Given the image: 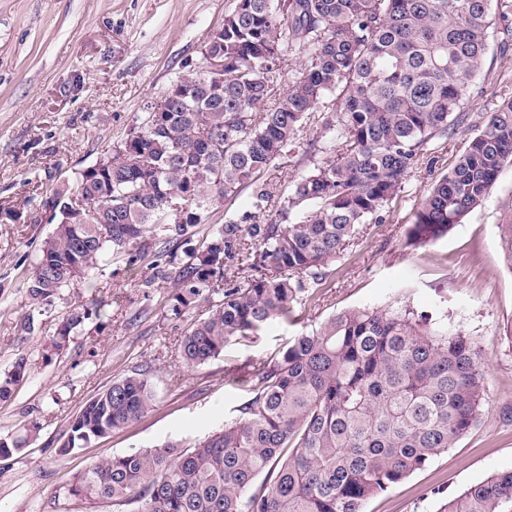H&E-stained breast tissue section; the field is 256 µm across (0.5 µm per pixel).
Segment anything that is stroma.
<instances>
[{
  "mask_svg": "<svg viewBox=\"0 0 512 512\" xmlns=\"http://www.w3.org/2000/svg\"><path fill=\"white\" fill-rule=\"evenodd\" d=\"M235 0H0V373L18 357L29 371L12 398L0 401V437L38 422L27 447L0 459V512H113L108 501L66 494L72 475L100 458L167 441L190 444L221 428L245 393L229 375L247 376L295 336L329 316L355 308L410 306L445 319L471 336L485 370L486 400L475 425L456 443L365 512H439L446 500L512 470V272L504 265L500 227L512 222V165L488 200L448 235L410 246L419 200L435 173L456 162L483 125L495 91L512 89V49L491 48L477 82L486 93L468 106L457 135L434 146L436 164L420 161L384 220L364 227L330 264L319 300L294 307L228 347L203 366L175 359L180 332L161 305L170 283L145 289L150 262L107 266L90 282L64 290L51 317L21 331L28 308L20 284L51 232L38 198L73 182L77 173L120 140L147 102L195 64ZM97 305L100 319L54 349L66 312ZM149 370L153 409L127 429L77 452H58L70 417L113 379Z\"/></svg>",
  "mask_w": 512,
  "mask_h": 512,
  "instance_id": "obj_1",
  "label": "stroma"
}]
</instances>
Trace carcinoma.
Segmentation results:
<instances>
[{
	"instance_id": "obj_1",
	"label": "carcinoma",
	"mask_w": 512,
	"mask_h": 512,
	"mask_svg": "<svg viewBox=\"0 0 512 512\" xmlns=\"http://www.w3.org/2000/svg\"><path fill=\"white\" fill-rule=\"evenodd\" d=\"M512 46V0H235L204 46L224 73L189 64L177 88L145 106L111 150L43 200L54 229L22 279L32 333L62 291L104 270L137 266L154 249L169 280L167 317L204 313L181 332L176 359L194 368L250 341L268 321L316 299L326 267L365 224H380L430 147L467 118L466 100L490 39ZM288 81L282 82L283 75ZM306 169L276 195L260 174L301 147ZM512 165V99L486 112L455 164L417 205L415 246L435 242L488 198ZM250 189L251 209L209 223L223 200ZM201 224L208 230L195 237ZM501 250L512 271V224ZM245 275L224 280L226 267ZM75 308L56 336L84 328ZM404 306L348 309L289 341L248 378L238 415L190 446L102 458L68 495L116 512H364L366 502L455 446L476 423L486 381L473 339ZM28 373L0 375V401ZM155 404L135 370L88 400L59 452L123 430ZM40 430L0 438V459ZM512 471L469 487L440 512H505Z\"/></svg>"
}]
</instances>
